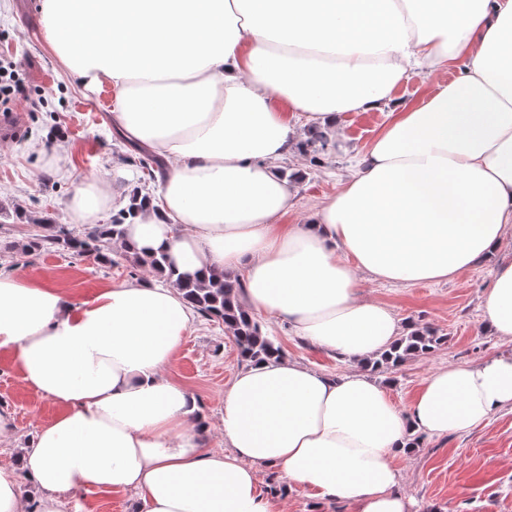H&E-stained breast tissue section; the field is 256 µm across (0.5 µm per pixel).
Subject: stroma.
I'll list each match as a JSON object with an SVG mask.
<instances>
[{
    "label": "stroma",
    "mask_w": 512,
    "mask_h": 512,
    "mask_svg": "<svg viewBox=\"0 0 512 512\" xmlns=\"http://www.w3.org/2000/svg\"><path fill=\"white\" fill-rule=\"evenodd\" d=\"M39 6L40 0H0V59L15 62L0 80L21 87L10 108L24 115L20 136L0 140V269L49 284L75 301H89L102 289L146 279L149 273L119 252L106 264L53 245L30 252V235L46 223L85 233L69 209L85 179L105 181L124 206L133 190H154L158 183L144 176L134 152L112 134L109 111L96 104L95 93L78 85L58 60ZM387 120L383 112L348 113L341 121L342 135L327 131V148L315 162L296 146L289 148L280 163L293 190L286 223H303L317 203L336 193ZM497 259H481L461 277L438 283L403 287L363 280V296L388 306L402 330L429 326L446 338L433 354L410 358L393 371H374V379L399 407L408 408L426 377L439 368L475 365L512 352L511 344L489 330L483 307ZM254 318L285 356L335 376L350 371L348 361L295 336L287 319L262 312ZM245 365L223 323L199 315L167 369L168 376L196 395L208 427L204 439L213 449L224 446V390ZM0 409L9 411L15 424L13 438L0 443V467L17 469L21 494L28 507H35L38 492L18 469L17 450L60 408L25 384L13 355L2 350ZM396 467L415 512H512V408L465 432L420 436ZM63 512H135V502L128 493L80 488L65 499Z\"/></svg>",
    "instance_id": "1"
}]
</instances>
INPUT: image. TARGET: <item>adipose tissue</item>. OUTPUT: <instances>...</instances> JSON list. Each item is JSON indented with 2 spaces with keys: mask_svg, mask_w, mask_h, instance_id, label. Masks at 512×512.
Returning <instances> with one entry per match:
<instances>
[{
  "mask_svg": "<svg viewBox=\"0 0 512 512\" xmlns=\"http://www.w3.org/2000/svg\"><path fill=\"white\" fill-rule=\"evenodd\" d=\"M40 20L80 85L115 89L114 133L167 163L128 242L183 275L239 276L246 310L287 318L354 367L247 365L224 391L217 453L194 428L196 396L166 374L192 319L175 286L138 281L76 304L0 273V349L61 407L20 454L37 512L83 487L134 493L136 512H282L258 489L264 466L352 512H412L396 459L415 434L512 407V355L437 369L400 409L360 369L400 329L357 275L451 280L512 228V0H40ZM412 72L430 84L416 106L394 97ZM370 111L390 120L350 178L305 224L284 223L291 120L334 129ZM108 203L92 178L69 208L93 224ZM484 307L512 343V259Z\"/></svg>",
  "mask_w": 512,
  "mask_h": 512,
  "instance_id": "adipose-tissue-1",
  "label": "adipose tissue"
}]
</instances>
